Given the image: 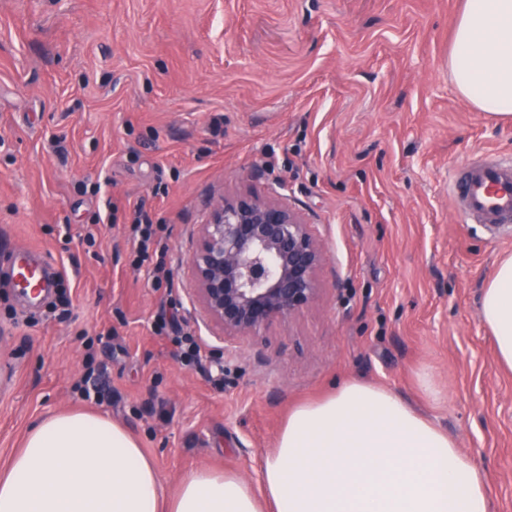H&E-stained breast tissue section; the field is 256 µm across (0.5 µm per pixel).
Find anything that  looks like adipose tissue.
<instances>
[{
  "label": "adipose tissue",
  "mask_w": 512,
  "mask_h": 512,
  "mask_svg": "<svg viewBox=\"0 0 512 512\" xmlns=\"http://www.w3.org/2000/svg\"><path fill=\"white\" fill-rule=\"evenodd\" d=\"M476 111L512 119V0H465L449 57ZM478 314L512 371V256ZM200 468L167 494L154 461L105 413H50L0 468V512H491L484 469L396 393L361 381L294 408L260 473Z\"/></svg>",
  "instance_id": "ef3b65f1"
}]
</instances>
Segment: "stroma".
<instances>
[{
    "instance_id": "stroma-1",
    "label": "stroma",
    "mask_w": 512,
    "mask_h": 512,
    "mask_svg": "<svg viewBox=\"0 0 512 512\" xmlns=\"http://www.w3.org/2000/svg\"><path fill=\"white\" fill-rule=\"evenodd\" d=\"M463 3L0 0V263L27 246L57 285L0 282V467L46 413L105 412L167 492L201 466L253 481L296 405L358 379L447 430L512 512V372L478 314L512 228L461 223L448 193L455 167L512 157V122L450 79ZM248 190L303 214L323 294L228 340L190 258L211 202ZM140 211L170 283L132 265ZM171 314L200 363L158 330Z\"/></svg>"
}]
</instances>
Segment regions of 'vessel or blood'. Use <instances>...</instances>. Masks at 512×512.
Returning a JSON list of instances; mask_svg holds the SVG:
<instances>
[{"label": "vessel or blood", "instance_id": "1", "mask_svg": "<svg viewBox=\"0 0 512 512\" xmlns=\"http://www.w3.org/2000/svg\"><path fill=\"white\" fill-rule=\"evenodd\" d=\"M449 192L463 223L491 227L512 223V162H480L456 168ZM10 273L13 281L27 282L38 290L48 285L44 266L34 263L23 250L12 253Z\"/></svg>", "mask_w": 512, "mask_h": 512}]
</instances>
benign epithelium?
Wrapping results in <instances>:
<instances>
[{"mask_svg": "<svg viewBox=\"0 0 512 512\" xmlns=\"http://www.w3.org/2000/svg\"><path fill=\"white\" fill-rule=\"evenodd\" d=\"M323 261L299 212L257 194L224 196L190 259L193 296L224 338L256 337L318 301Z\"/></svg>", "mask_w": 512, "mask_h": 512, "instance_id": "benign-epithelium-1", "label": "benign epithelium"}]
</instances>
